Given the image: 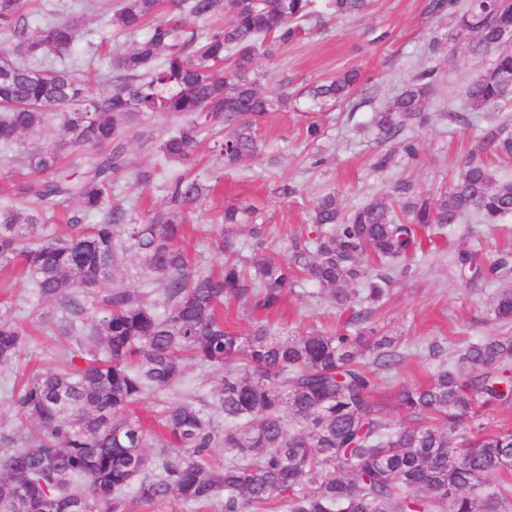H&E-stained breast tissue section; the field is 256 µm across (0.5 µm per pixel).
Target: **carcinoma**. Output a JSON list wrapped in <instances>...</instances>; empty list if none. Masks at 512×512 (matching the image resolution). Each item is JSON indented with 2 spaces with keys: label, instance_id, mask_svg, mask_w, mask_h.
Wrapping results in <instances>:
<instances>
[{
  "label": "carcinoma",
  "instance_id": "obj_1",
  "mask_svg": "<svg viewBox=\"0 0 512 512\" xmlns=\"http://www.w3.org/2000/svg\"><path fill=\"white\" fill-rule=\"evenodd\" d=\"M115 0L111 25L128 35L147 30L113 53L107 89L77 78L65 59L79 37L73 16L29 31L26 0H0V261L25 270V303L55 306L36 316L65 339L62 366L37 370L12 387L14 426L0 432V512H165L177 501L197 512H512V429L487 411L512 402V335L485 336L444 357L425 385L404 388L406 418L391 425L374 396L378 377L403 361L400 337L375 314L405 269L420 233L475 213L485 224L512 214V133L469 152L453 186L438 197L411 193L396 180L384 201L345 217L328 193L311 215L312 249L291 262L263 255L265 239L250 206L224 209L214 244L217 272L183 249L185 217L208 191L192 174L200 135L222 127L215 148L228 164L257 150L256 121L285 111L292 97L250 77L259 58L318 29L330 18L368 10L371 0ZM224 18L204 30L191 21ZM447 40L476 53L512 41V0H467ZM436 72L409 82L373 124L380 139L403 140L418 154L411 128L429 123ZM358 73L345 71L301 93L319 106L347 99ZM463 94L472 112H494L512 99V52H501ZM165 125L141 137L161 160L141 172L162 176L165 208L133 216L112 200V175L126 165L125 134L143 118ZM60 120L68 140L19 150ZM85 167L78 180L61 162ZM26 213L15 211V200ZM78 202L72 231L55 234L49 212ZM89 217L95 224H86ZM250 227V264L241 261L227 226ZM462 279L492 277L506 261L477 251L454 256ZM146 274L145 290L100 291L120 266ZM317 286L349 313L346 325L283 339L257 321L247 337L224 322V302L253 291L262 310L278 307L301 281ZM364 287L359 288L357 284ZM496 320L512 321V292L500 293ZM27 350L22 324L0 319V367ZM222 368L211 402H173L150 430L129 412L144 395L180 389L185 361ZM224 465L213 466L214 449Z\"/></svg>",
  "mask_w": 512,
  "mask_h": 512
}]
</instances>
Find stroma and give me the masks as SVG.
I'll return each mask as SVG.
<instances>
[{
  "label": "stroma",
  "mask_w": 512,
  "mask_h": 512,
  "mask_svg": "<svg viewBox=\"0 0 512 512\" xmlns=\"http://www.w3.org/2000/svg\"><path fill=\"white\" fill-rule=\"evenodd\" d=\"M429 0H373L364 14L334 20L324 31L290 44L272 60H259L264 86L286 84L296 91L308 84L347 70L360 79L350 99L311 110L306 99L294 108L271 113L258 126L260 149L242 164L231 167L213 152L209 136L198 142L196 174L207 185L204 198L189 214L195 230L188 242L206 268H218L222 254L210 246L209 231L224 208L254 206L266 227L267 257L291 259L296 245L304 244L310 232L309 212L322 194L332 191L342 212L383 197L394 180L411 182L414 193L438 196L452 186L461 161L481 141L492 139L502 126L512 127V106L499 112H472L462 95L463 86L479 69L489 67L493 54H476L469 47L451 48L447 42L455 21L448 13H432ZM111 10L85 16L78 41L70 53L78 76L95 75L104 84L109 69V51L128 48L132 41L111 25ZM423 68L437 72L428 104L433 122L414 130L419 154L411 159L403 144L376 140L373 117L398 95ZM324 130V162L311 167L313 151L304 138L310 120ZM126 166L115 174V196L134 201L137 211L161 206L165 193L161 183L145 187L133 181L136 171L158 166L159 159L138 134L128 132ZM388 153L392 163L377 171L378 154ZM295 188L282 195V185ZM462 249L481 250L484 257L505 258L506 266L492 279L460 285L450 257ZM409 269L395 285L393 296L380 318L393 335L404 341V361L396 372L379 380V392L387 403L386 417L400 423L403 414L394 403L401 387L428 378L437 368L424 349L432 338L447 340L449 351L464 348L482 337L504 332L492 315L498 293L512 290V215L495 224L481 223L469 215L446 228L436 247H424L408 258ZM312 284L288 294L279 309L255 310L253 295L229 304L226 313L235 330L249 335L256 319H263L281 337L327 330L337 323L336 311L327 300L313 294ZM26 282L18 264L0 263V318L28 322Z\"/></svg>",
  "instance_id": "stroma-1"
}]
</instances>
